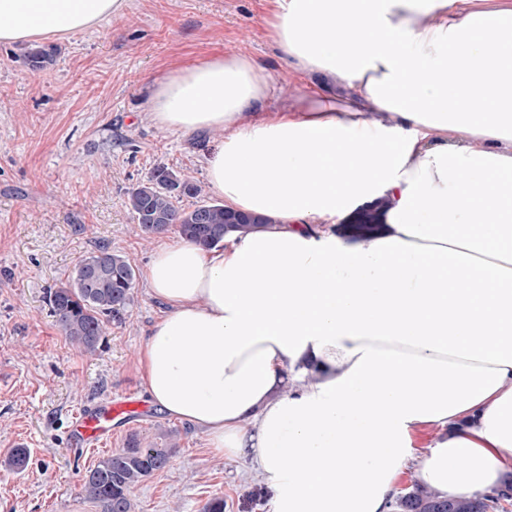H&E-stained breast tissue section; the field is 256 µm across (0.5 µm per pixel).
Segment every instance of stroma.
<instances>
[{
	"instance_id": "1",
	"label": "stroma",
	"mask_w": 512,
	"mask_h": 512,
	"mask_svg": "<svg viewBox=\"0 0 512 512\" xmlns=\"http://www.w3.org/2000/svg\"><path fill=\"white\" fill-rule=\"evenodd\" d=\"M270 0H129L122 18L54 40L52 65L32 71L24 43H0V512H101L86 499L87 470L130 435L177 448L163 470L130 493L132 512H273V497L246 462L213 455L205 435L153 409L118 422L103 449L71 447L82 407L127 393L146 397L138 355L164 307L136 279L134 303L111 322L99 351L69 343L47 304L97 245L143 270L158 237L142 236L126 192L164 165L208 188L206 160L219 135L165 131L151 120L150 88L161 77L211 56L236 52L268 68L277 89L303 91L269 38ZM24 470H7L13 449Z\"/></svg>"
}]
</instances>
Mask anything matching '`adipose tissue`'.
I'll use <instances>...</instances> for the list:
<instances>
[{
    "instance_id": "obj_1",
    "label": "adipose tissue",
    "mask_w": 512,
    "mask_h": 512,
    "mask_svg": "<svg viewBox=\"0 0 512 512\" xmlns=\"http://www.w3.org/2000/svg\"><path fill=\"white\" fill-rule=\"evenodd\" d=\"M271 3L277 49L320 79L289 107L263 111L267 68L233 52L151 94L159 128L222 131L208 182L264 222L155 250L146 391L274 512H390L430 429L422 485L489 493L512 476V0ZM126 8L0 0V43ZM367 205L378 231L341 234Z\"/></svg>"
}]
</instances>
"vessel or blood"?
<instances>
[{
    "label": "vessel or blood",
    "instance_id": "vessel-or-blood-1",
    "mask_svg": "<svg viewBox=\"0 0 512 512\" xmlns=\"http://www.w3.org/2000/svg\"><path fill=\"white\" fill-rule=\"evenodd\" d=\"M147 407L132 396L113 398L86 406L77 412L69 430V441L78 448L102 446L112 438L114 419L130 420L147 415Z\"/></svg>",
    "mask_w": 512,
    "mask_h": 512
}]
</instances>
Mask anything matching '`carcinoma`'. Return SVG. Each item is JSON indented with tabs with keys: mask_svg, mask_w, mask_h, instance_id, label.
<instances>
[{
	"mask_svg": "<svg viewBox=\"0 0 512 512\" xmlns=\"http://www.w3.org/2000/svg\"><path fill=\"white\" fill-rule=\"evenodd\" d=\"M56 48L32 44L24 56L34 70H42L53 61ZM202 188L196 182L178 176L166 167L154 170L147 182L127 193L129 209L144 236L176 231L182 238L205 248L224 245L230 229H247L262 223L259 217L249 221L224 208L219 201L205 202L192 209L179 206L183 197H196ZM135 268L129 258L102 245L81 259L70 280L51 291L48 304L55 322L65 337L87 354L101 346L111 319L121 318L134 303ZM169 443L160 448L142 445L130 436L127 446L118 449L90 469L84 476L85 497L102 512H131L130 492L153 473L164 469L170 459ZM512 498L494 491L481 497L442 499L418 485L395 498V512H508Z\"/></svg>",
	"mask_w": 512,
	"mask_h": 512,
	"instance_id": "carcinoma-1",
	"label": "carcinoma"
}]
</instances>
